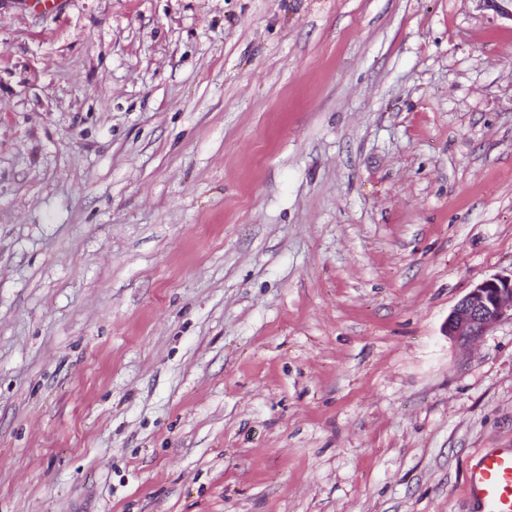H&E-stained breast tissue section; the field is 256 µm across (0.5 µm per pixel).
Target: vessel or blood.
I'll return each instance as SVG.
<instances>
[{"label": "vessel or blood", "mask_w": 512, "mask_h": 512, "mask_svg": "<svg viewBox=\"0 0 512 512\" xmlns=\"http://www.w3.org/2000/svg\"><path fill=\"white\" fill-rule=\"evenodd\" d=\"M481 512H512V448L485 453L467 476Z\"/></svg>", "instance_id": "b4317fda"}]
</instances>
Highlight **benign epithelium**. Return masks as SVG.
<instances>
[{
	"label": "benign epithelium",
	"mask_w": 512,
	"mask_h": 512,
	"mask_svg": "<svg viewBox=\"0 0 512 512\" xmlns=\"http://www.w3.org/2000/svg\"><path fill=\"white\" fill-rule=\"evenodd\" d=\"M505 319L512 321V271L495 274L471 288L449 313L445 332L468 345Z\"/></svg>",
	"instance_id": "1"
}]
</instances>
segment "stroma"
I'll use <instances>...</instances> for the list:
<instances>
[{
	"label": "stroma",
	"mask_w": 512,
	"mask_h": 512,
	"mask_svg": "<svg viewBox=\"0 0 512 512\" xmlns=\"http://www.w3.org/2000/svg\"><path fill=\"white\" fill-rule=\"evenodd\" d=\"M511 270L483 0H0V512H478ZM505 319L512 321V271L495 274L471 288L449 313L445 332L468 345Z\"/></svg>",
	"instance_id": "1"
}]
</instances>
